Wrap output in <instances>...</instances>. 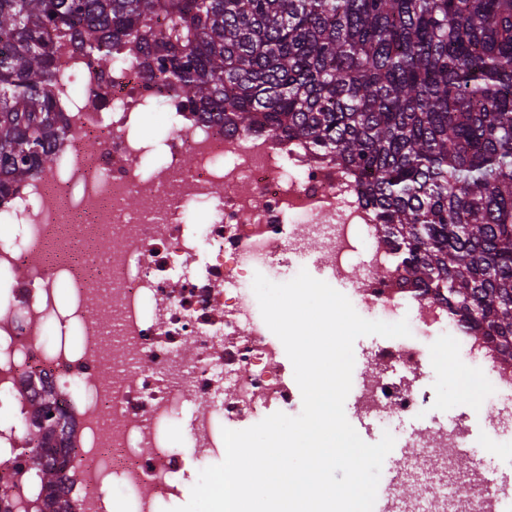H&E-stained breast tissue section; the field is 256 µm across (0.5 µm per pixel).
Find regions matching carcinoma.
Segmentation results:
<instances>
[{
    "label": "carcinoma",
    "mask_w": 512,
    "mask_h": 512,
    "mask_svg": "<svg viewBox=\"0 0 512 512\" xmlns=\"http://www.w3.org/2000/svg\"><path fill=\"white\" fill-rule=\"evenodd\" d=\"M61 44L361 174L396 263L512 360V0H0V198L54 161ZM63 440L34 436L49 486Z\"/></svg>",
    "instance_id": "obj_1"
}]
</instances>
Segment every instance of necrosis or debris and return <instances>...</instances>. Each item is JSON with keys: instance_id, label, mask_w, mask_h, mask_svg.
Masks as SVG:
<instances>
[{"instance_id": "4bbe7bcc", "label": "necrosis or debris", "mask_w": 512, "mask_h": 512, "mask_svg": "<svg viewBox=\"0 0 512 512\" xmlns=\"http://www.w3.org/2000/svg\"><path fill=\"white\" fill-rule=\"evenodd\" d=\"M60 108L55 164L0 200V512H34L48 493L27 441L38 403L66 431L68 512H161L182 497L193 458L223 447V426L299 415L284 346L248 303L255 274L278 281L299 253L419 334L371 355L361 414H427V342L445 333L472 362L480 401L512 396V365L403 283L356 182L305 144L203 121L126 60L103 71L68 56ZM157 117L168 129L158 140L147 132ZM181 422L187 452L164 433ZM470 438L435 422L406 443L444 463ZM499 505L483 472L411 501L413 512Z\"/></svg>"}]
</instances>
